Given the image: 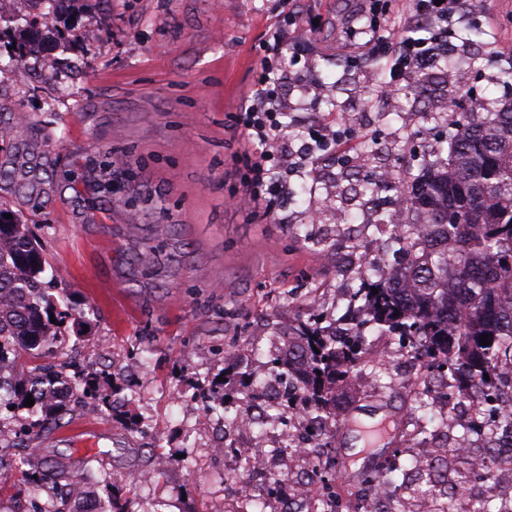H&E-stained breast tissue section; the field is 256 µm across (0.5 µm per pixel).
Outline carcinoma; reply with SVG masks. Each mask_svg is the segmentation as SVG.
Returning <instances> with one entry per match:
<instances>
[{
	"mask_svg": "<svg viewBox=\"0 0 512 512\" xmlns=\"http://www.w3.org/2000/svg\"><path fill=\"white\" fill-rule=\"evenodd\" d=\"M440 150L447 158L428 163L425 174L409 182L401 171L400 184L377 185L355 181L341 172L340 200L353 202L368 195L395 191L403 197L407 225L425 224L431 235L429 251L409 268L413 296L404 297L371 276H361L359 292L369 304V321L403 338L422 336L432 366L468 378L473 387H490L491 366L512 361V101L486 111L464 113L453 125ZM44 156L34 147L12 154L0 164V190L28 191L34 199L50 198V182L39 177ZM0 207V390L25 403L32 396L42 411L36 420L0 417V429L18 435L12 447L26 450L19 460H0V491L15 485L16 477L38 492L51 486L66 503L75 491L74 473L59 461L30 466L36 449L27 441L47 421L67 413L65 400L55 399L57 387H69L94 403L105 402L94 375L71 376L57 361L65 345L63 318L50 321L56 306L48 283L41 280L45 259L30 225ZM378 290L373 294L372 290ZM399 315H394V312ZM488 336L489 345H480ZM356 343L336 340L318 319L302 320L288 329V350L277 361L288 378L303 386L317 411L336 412V386L353 374ZM24 359L37 361L28 373L4 378L1 371ZM452 462L440 460L431 469L413 466L409 472L392 466L379 475L395 496L419 494L439 498L461 495L465 480L453 476Z\"/></svg>",
	"mask_w": 512,
	"mask_h": 512,
	"instance_id": "1",
	"label": "carcinoma"
}]
</instances>
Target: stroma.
Listing matches in <instances>:
<instances>
[{
    "instance_id": "1",
    "label": "stroma",
    "mask_w": 512,
    "mask_h": 512,
    "mask_svg": "<svg viewBox=\"0 0 512 512\" xmlns=\"http://www.w3.org/2000/svg\"><path fill=\"white\" fill-rule=\"evenodd\" d=\"M372 0H61L49 23L25 0H0V124L12 127L0 162L37 144L48 156L53 194L43 207L0 191L23 215L47 259L61 309L85 312L69 325L64 361L94 358L107 375L113 409L73 396L58 427L36 431L45 460L94 476V497L119 512H280L265 480L247 508L224 495V463L199 443L208 434L190 400L223 382L231 399L273 371L278 337L314 305L343 315L346 280L315 244L335 219L362 223L360 207L339 213L330 159L309 133L344 117L349 153L373 152L381 166L420 175L447 130L422 111L512 92V0H463L432 20L445 54L466 55L454 83L432 66L392 97L378 87L391 61L366 60ZM308 28L301 60L267 57L271 28ZM26 62L14 63V44ZM281 69L280 121L290 161L283 191L242 210L246 135L235 117L263 61ZM24 123H16V115ZM336 409L390 416L398 401H368L361 376L336 391ZM185 455L188 466L175 464ZM154 471L130 488L123 476Z\"/></svg>"
}]
</instances>
